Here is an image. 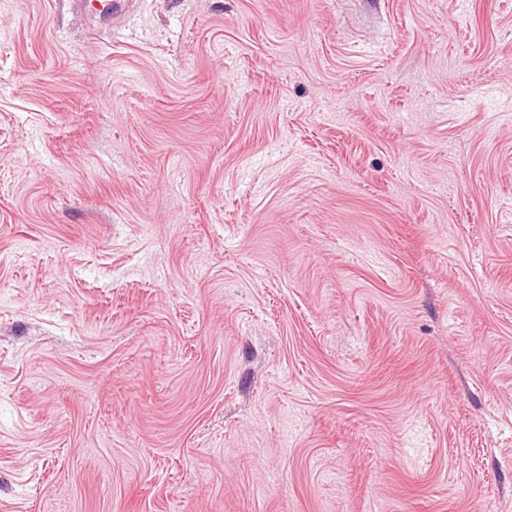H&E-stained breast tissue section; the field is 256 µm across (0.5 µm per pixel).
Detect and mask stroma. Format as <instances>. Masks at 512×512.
I'll list each match as a JSON object with an SVG mask.
<instances>
[{
	"label": "stroma",
	"instance_id": "1",
	"mask_svg": "<svg viewBox=\"0 0 512 512\" xmlns=\"http://www.w3.org/2000/svg\"><path fill=\"white\" fill-rule=\"evenodd\" d=\"M0 512H512V0H0Z\"/></svg>",
	"mask_w": 512,
	"mask_h": 512
}]
</instances>
